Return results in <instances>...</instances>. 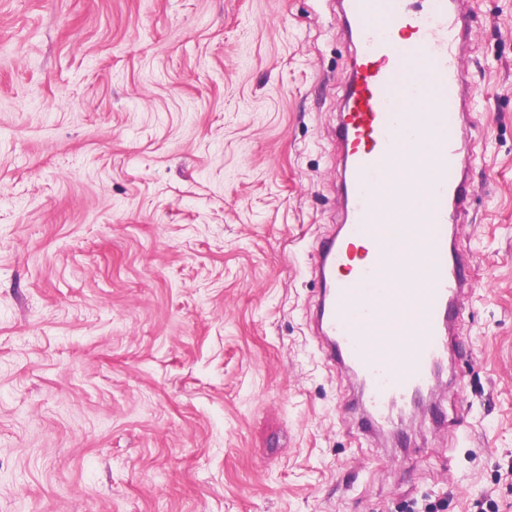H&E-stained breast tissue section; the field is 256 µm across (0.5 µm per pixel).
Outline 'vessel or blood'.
Segmentation results:
<instances>
[{
    "mask_svg": "<svg viewBox=\"0 0 512 512\" xmlns=\"http://www.w3.org/2000/svg\"><path fill=\"white\" fill-rule=\"evenodd\" d=\"M409 2L336 0L357 44L336 126L347 211L310 265L314 334L353 391L360 433L380 441L433 394L472 286L455 239L474 195L462 136L471 100L458 56L465 14L459 0H424L419 10ZM416 96L429 111H408ZM413 157L416 203L401 187ZM358 242L371 258L343 277Z\"/></svg>",
    "mask_w": 512,
    "mask_h": 512,
    "instance_id": "vessel-or-blood-1",
    "label": "vessel or blood"
}]
</instances>
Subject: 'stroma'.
I'll use <instances>...</instances> for the list:
<instances>
[{
  "mask_svg": "<svg viewBox=\"0 0 512 512\" xmlns=\"http://www.w3.org/2000/svg\"><path fill=\"white\" fill-rule=\"evenodd\" d=\"M464 11L472 290L403 450L309 327L324 0H0V512H512V0Z\"/></svg>",
  "mask_w": 512,
  "mask_h": 512,
  "instance_id": "1",
  "label": "stroma"
}]
</instances>
